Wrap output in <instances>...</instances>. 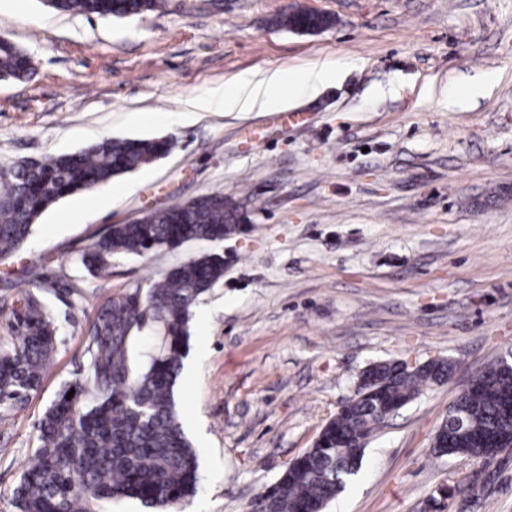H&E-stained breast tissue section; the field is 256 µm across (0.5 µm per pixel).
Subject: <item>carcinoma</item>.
<instances>
[{
  "label": "carcinoma",
  "mask_w": 512,
  "mask_h": 512,
  "mask_svg": "<svg viewBox=\"0 0 512 512\" xmlns=\"http://www.w3.org/2000/svg\"><path fill=\"white\" fill-rule=\"evenodd\" d=\"M162 0H50L63 12L124 18L161 7ZM276 27L323 30L332 18L294 9L272 19ZM31 58L0 35V76L22 80ZM170 150L161 139H105L79 152L21 160L0 179V258L27 241L38 217L58 200L91 191L151 164ZM245 204L209 193L154 210L142 221L112 224L81 254L94 277L106 276L116 254L146 257L202 239L224 240L241 223ZM224 276V254L205 253L140 287L103 302L87 329L86 372L59 392L38 426L35 462L23 472L13 497L19 512H102L112 500L137 499L169 512L197 489L198 456L179 422L175 386L187 355L194 306ZM38 274L14 301L0 341V408H20L36 390L55 348L56 325ZM452 362L432 359L415 368L392 360L360 374L354 397L319 432L313 446L290 461L252 502L251 512H324L355 475L369 439L421 394L453 373ZM73 396H68L69 391ZM512 449V374L489 364L448 409L437 429L435 455Z\"/></svg>",
  "instance_id": "obj_1"
}]
</instances>
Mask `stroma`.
I'll use <instances>...</instances> for the list:
<instances>
[{
    "mask_svg": "<svg viewBox=\"0 0 512 512\" xmlns=\"http://www.w3.org/2000/svg\"><path fill=\"white\" fill-rule=\"evenodd\" d=\"M298 7L333 23L272 26ZM0 35L33 65L28 79L0 80V166L105 138L172 143L83 211L74 196L57 201L0 259V299L39 270L57 326L39 388L0 414V512H17L38 422L88 364L96 308L212 251L224 276L194 308L175 388L200 464L183 512H249L369 364L438 357L451 377L370 439L325 512H427L443 488L444 512H512V451L482 464L430 451L469 381L512 353V0H166L112 19L0 0ZM326 61L340 77L284 107L305 122L220 102L240 75ZM212 192L247 208L224 241L120 254L103 277L82 267L109 225Z\"/></svg>",
    "mask_w": 512,
    "mask_h": 512,
    "instance_id": "obj_1",
    "label": "stroma"
}]
</instances>
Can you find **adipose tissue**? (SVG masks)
<instances>
[{"label": "adipose tissue", "mask_w": 512, "mask_h": 512, "mask_svg": "<svg viewBox=\"0 0 512 512\" xmlns=\"http://www.w3.org/2000/svg\"><path fill=\"white\" fill-rule=\"evenodd\" d=\"M337 70L333 64L324 63L304 72L269 70L254 73L224 91V106L230 110L249 111L255 107L280 105L286 96L300 89H317L335 80Z\"/></svg>", "instance_id": "1"}]
</instances>
